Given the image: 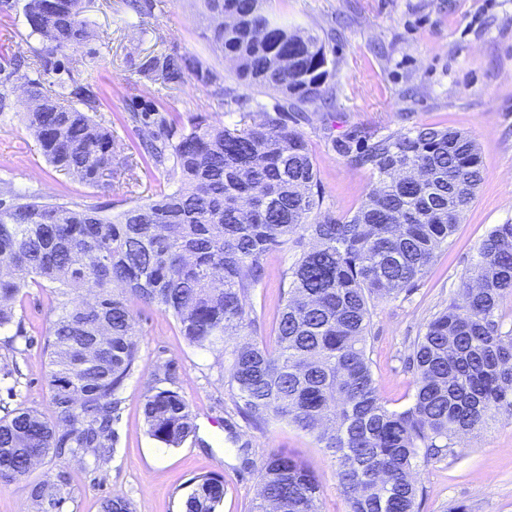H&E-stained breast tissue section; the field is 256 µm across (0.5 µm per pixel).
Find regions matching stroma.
I'll use <instances>...</instances> for the list:
<instances>
[{"mask_svg": "<svg viewBox=\"0 0 512 512\" xmlns=\"http://www.w3.org/2000/svg\"><path fill=\"white\" fill-rule=\"evenodd\" d=\"M138 14L126 0H85L83 16L96 37L92 65L102 77L97 122L114 138V166L130 162L113 188L89 185L56 170L28 129V103L12 91V108L0 112V189L9 187L59 202L104 207L106 214L148 201L174 184L166 171L142 163L141 132L130 104L163 109L178 128L193 118L242 127L258 105L277 93L240 85L212 42L214 19L205 0H151ZM267 10L289 25L318 35L335 63L328 82L331 104L303 105L295 123L309 143L319 172L324 207L342 216L371 189L370 173L332 147L336 138L384 135L437 124L466 132L482 156L481 184L455 234L443 245L418 288L376 301L368 356L378 394L389 408L408 406L414 374L406 360L427 322L456 296L470 275L477 248L498 224L512 223V0H266ZM198 55L224 76V91L246 100L227 105L196 82L169 87L139 70L150 55ZM299 245L271 252L261 283L252 292V316L262 339L273 334L285 273ZM49 289H25L15 305L26 336L15 351L0 349V366L20 371L14 393L0 384V401L49 412L48 357L44 349L55 315ZM138 369L123 392L117 440L101 469L76 458L37 465L28 480L0 481V512H37L32 483L57 468L69 474L64 512H100L103 499L122 495L134 512H180L190 478L223 475L219 512H250L258 470L269 450L306 462L322 483V512H349L335 463L313 434L285 421L263 429L240 416L227 372L215 355L190 346L173 317L137 306ZM176 390L188 403L197 440L169 448L148 433L143 413L150 390ZM419 512H512V419L499 415L477 434L458 439L445 454L418 461Z\"/></svg>", "mask_w": 512, "mask_h": 512, "instance_id": "obj_1", "label": "stroma"}]
</instances>
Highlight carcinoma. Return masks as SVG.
Masks as SVG:
<instances>
[{
  "label": "carcinoma",
  "mask_w": 512,
  "mask_h": 512,
  "mask_svg": "<svg viewBox=\"0 0 512 512\" xmlns=\"http://www.w3.org/2000/svg\"><path fill=\"white\" fill-rule=\"evenodd\" d=\"M213 44L249 86L280 94L273 111L245 128L196 117L187 132L131 105L130 120L156 126L141 147L175 188L114 217L103 208L46 201L10 188L0 194V333L24 337L14 305L24 289L52 285L56 314L46 340L50 414L0 409V480L22 481L45 459L79 457L101 466L117 432L125 382L138 367L134 306L172 315L189 345L229 356L239 413L256 429L285 420L334 458L350 512H416L419 449L438 455L488 419L512 417V331L499 310L512 299V224L478 247L474 275L427 323L408 356L414 395L402 410L378 395L367 340L375 300L417 286L475 199L481 156L468 135L439 126L332 140L375 184L354 212L322 210L318 171L288 111L324 98L333 77L319 36L288 26L263 0H206ZM83 0H28L24 16L43 48L0 64V86L28 88V128L47 160L82 181L112 187V132L95 122L94 66L72 54L94 39ZM288 59V67L274 64ZM141 71L168 86L193 78L220 99L224 76L198 56L146 58ZM309 240L289 269L272 341L250 339V293L266 255ZM94 300L89 301L86 295ZM249 340L229 345L233 337ZM149 435L178 447L196 436L183 397L157 388L145 397ZM254 512H322L320 480L299 459L273 451L259 471ZM60 469L31 487L37 512H63ZM224 477L191 478L183 512H217ZM102 512H133L115 495Z\"/></svg>",
  "instance_id": "1"
}]
</instances>
